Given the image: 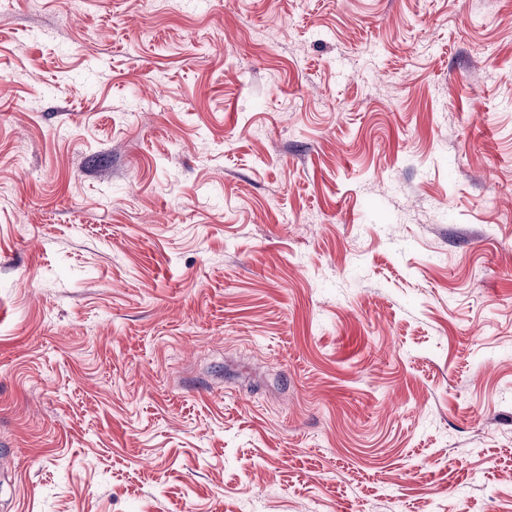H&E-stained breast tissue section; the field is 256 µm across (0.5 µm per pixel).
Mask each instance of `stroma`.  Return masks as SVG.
<instances>
[{
  "label": "stroma",
  "instance_id": "1",
  "mask_svg": "<svg viewBox=\"0 0 512 512\" xmlns=\"http://www.w3.org/2000/svg\"><path fill=\"white\" fill-rule=\"evenodd\" d=\"M11 512H512V0H0Z\"/></svg>",
  "mask_w": 512,
  "mask_h": 512
}]
</instances>
